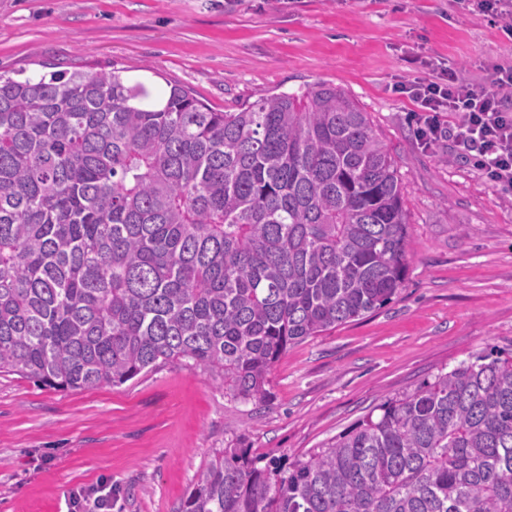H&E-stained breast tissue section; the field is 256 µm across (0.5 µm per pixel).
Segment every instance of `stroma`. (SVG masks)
<instances>
[{
	"label": "stroma",
	"mask_w": 512,
	"mask_h": 512,
	"mask_svg": "<svg viewBox=\"0 0 512 512\" xmlns=\"http://www.w3.org/2000/svg\"><path fill=\"white\" fill-rule=\"evenodd\" d=\"M429 60L485 84L512 35L458 0H0L1 72L115 70L154 94L175 81L216 112L336 84L387 147L413 241L401 291L289 345L262 402L182 363L79 390L1 374L0 512H68L103 481L112 512H176L218 450L292 461L439 372L512 351V201L451 143L424 147L394 90Z\"/></svg>",
	"instance_id": "stroma-1"
}]
</instances>
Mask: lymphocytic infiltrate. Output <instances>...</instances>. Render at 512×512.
I'll return each mask as SVG.
<instances>
[{
  "label": "lymphocytic infiltrate",
  "mask_w": 512,
  "mask_h": 512,
  "mask_svg": "<svg viewBox=\"0 0 512 512\" xmlns=\"http://www.w3.org/2000/svg\"><path fill=\"white\" fill-rule=\"evenodd\" d=\"M396 90L416 103L413 118L426 145L451 141L462 153L472 155L497 190L512 193L511 64L497 65L484 86L437 64L431 78L397 85ZM446 112L456 113L457 122L446 123L442 118Z\"/></svg>",
  "instance_id": "lymphocytic-infiltrate-1"
}]
</instances>
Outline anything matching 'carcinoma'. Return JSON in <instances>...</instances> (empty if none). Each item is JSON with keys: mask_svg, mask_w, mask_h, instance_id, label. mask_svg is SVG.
Wrapping results in <instances>:
<instances>
[{"mask_svg": "<svg viewBox=\"0 0 512 512\" xmlns=\"http://www.w3.org/2000/svg\"><path fill=\"white\" fill-rule=\"evenodd\" d=\"M412 251L367 112L327 82L214 112L116 71L0 74V373L64 390L188 361L264 401L288 345L384 305ZM327 446L225 448L177 512H512V355Z\"/></svg>", "mask_w": 512, "mask_h": 512, "instance_id": "obj_1", "label": "carcinoma"}]
</instances>
